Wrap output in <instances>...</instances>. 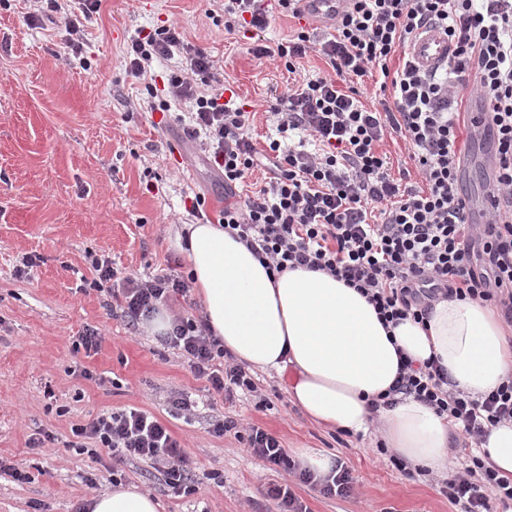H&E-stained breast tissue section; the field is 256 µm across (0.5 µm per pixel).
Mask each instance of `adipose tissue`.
<instances>
[{
  "label": "adipose tissue",
  "mask_w": 512,
  "mask_h": 512,
  "mask_svg": "<svg viewBox=\"0 0 512 512\" xmlns=\"http://www.w3.org/2000/svg\"><path fill=\"white\" fill-rule=\"evenodd\" d=\"M214 336L238 361L290 377L292 400L317 425L353 435L379 424L392 452L433 472L448 469L447 421L413 397L384 393L398 377L399 357L436 359L457 389L478 399L512 374V325L489 302L433 301L426 324L385 329L356 289L308 269L281 274L217 224L173 231ZM512 478V421L490 427L480 444ZM89 512H158L155 498L118 485L90 499Z\"/></svg>",
  "instance_id": "1"
}]
</instances>
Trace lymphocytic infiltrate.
<instances>
[{"instance_id":"lymphocytic-infiltrate-1","label":"lymphocytic infiltrate","mask_w":512,"mask_h":512,"mask_svg":"<svg viewBox=\"0 0 512 512\" xmlns=\"http://www.w3.org/2000/svg\"><path fill=\"white\" fill-rule=\"evenodd\" d=\"M34 3L38 13L61 15L74 37L81 17L97 12L100 0ZM283 13L301 18L298 0H224V30L261 33ZM427 27L439 28L449 41L448 63L436 72L422 70L408 51ZM182 47L173 25L136 38L131 70L147 76L155 59ZM311 51L324 58L326 71L303 76L271 108L278 131L306 133L309 151L276 139L258 150L245 130L246 110L226 98L223 73L202 51L190 54L188 71L169 79L172 99L191 109V135L201 136V150L224 182L219 222L225 231L268 269L323 271L356 288L386 326L407 318L423 322L432 301L448 295L493 302L512 323V0H352L331 32L316 37L303 29L256 55L283 61L293 74L298 59ZM397 55L402 61L391 67ZM370 73L385 94L376 109L366 107L349 84ZM465 84L482 102L495 137L487 193L497 203L479 223L460 189L464 156L456 146L454 105ZM391 136L403 140L424 187H401L392 176L380 149ZM262 159L270 165L268 181L237 200V186ZM91 267L90 289L109 291L134 324L190 291L178 275L119 280L111 261L98 257ZM163 343L216 392H257L244 366L226 360L204 319L174 317ZM392 390L444 416L466 443H480L490 426L512 420V379L475 400L455 389L436 361L418 365L404 356ZM71 434L78 453L93 444L121 460L149 462L175 491L195 490L180 443L146 411H106L73 424ZM245 443L270 468L313 482L272 434L251 428ZM443 491L463 503L464 512H491L493 498L512 500V480L473 456L462 472L448 477Z\"/></svg>"}]
</instances>
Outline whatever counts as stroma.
<instances>
[{"label": "stroma", "mask_w": 512, "mask_h": 512, "mask_svg": "<svg viewBox=\"0 0 512 512\" xmlns=\"http://www.w3.org/2000/svg\"><path fill=\"white\" fill-rule=\"evenodd\" d=\"M32 11L30 0H0V458L31 474L21 483L0 473V512H75L93 496L86 479L103 463L64 448L71 425L129 407L167 424L193 463L192 495L175 493L146 462L121 464V483L153 495L160 512H280L266 494L273 485L290 486L307 512H462L442 493V475L407 477L378 451L379 434L312 423L286 378L253 371L257 395L224 399L160 337L131 326L107 293L83 287L95 276L92 255L111 259L122 276L183 272L169 225L197 223L199 195L208 220L224 208L222 179L187 131L186 105L147 110L165 99L185 52L154 61L150 79H139L126 55L131 40L177 26L249 103L248 133L260 149L277 134L269 106L295 74L257 59L253 40L225 33L222 0H101L76 47L63 24L31 21ZM25 256L38 263L23 274ZM89 326L103 336L90 358L76 349ZM83 368L93 379L80 377ZM181 396L197 407L176 418L171 402ZM228 416L237 432L216 436L214 421ZM253 427L278 437L290 456L308 450L343 463L352 495L329 497L320 483L269 469L237 438ZM39 432L52 441L30 447Z\"/></svg>", "instance_id": "obj_1"}]
</instances>
